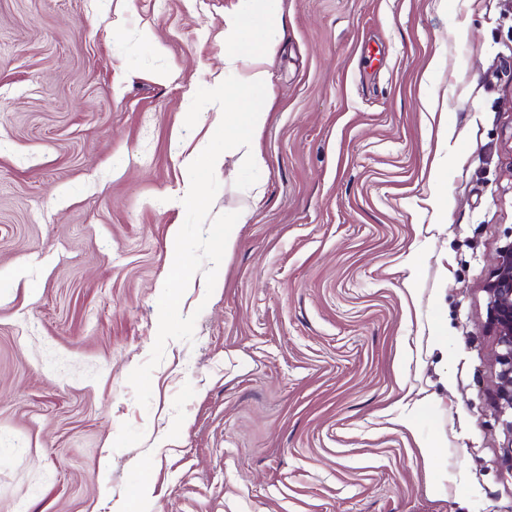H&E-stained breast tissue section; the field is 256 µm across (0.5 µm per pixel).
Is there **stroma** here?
I'll return each instance as SVG.
<instances>
[{
	"label": "stroma",
	"instance_id": "obj_1",
	"mask_svg": "<svg viewBox=\"0 0 512 512\" xmlns=\"http://www.w3.org/2000/svg\"><path fill=\"white\" fill-rule=\"evenodd\" d=\"M231 3L0 0V512H512V0H283L256 204L195 118ZM181 166L188 170L196 173L195 179H190L184 182L181 188V199L185 203L202 205L205 203L204 196L201 192V181L198 177V173L202 168V159L205 158L207 165L210 167L219 166L222 162L220 155L207 152L201 147H198L187 154H181ZM443 165L439 159H434L430 170V184L432 187V195L429 204L434 210L439 224L447 222V211L442 196L443 188ZM484 290L488 296L486 327L495 338V361L500 368L492 397L501 413L510 410L506 426L512 436V242L498 252Z\"/></svg>",
	"mask_w": 512,
	"mask_h": 512
}]
</instances>
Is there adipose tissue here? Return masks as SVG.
<instances>
[{
    "label": "adipose tissue",
    "instance_id": "ef3b65f1",
    "mask_svg": "<svg viewBox=\"0 0 512 512\" xmlns=\"http://www.w3.org/2000/svg\"><path fill=\"white\" fill-rule=\"evenodd\" d=\"M284 28L283 0H235L224 12V69L213 83L212 125L251 171L267 167L260 136L273 107L270 65Z\"/></svg>",
    "mask_w": 512,
    "mask_h": 512
}]
</instances>
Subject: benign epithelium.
Returning a JSON list of instances; mask_svg holds the SVG:
<instances>
[{"mask_svg": "<svg viewBox=\"0 0 512 512\" xmlns=\"http://www.w3.org/2000/svg\"><path fill=\"white\" fill-rule=\"evenodd\" d=\"M488 296V332L494 336L498 351V383L492 393L500 412L512 411V242L497 255L491 278L484 285Z\"/></svg>", "mask_w": 512, "mask_h": 512, "instance_id": "obj_1", "label": "benign epithelium"}]
</instances>
